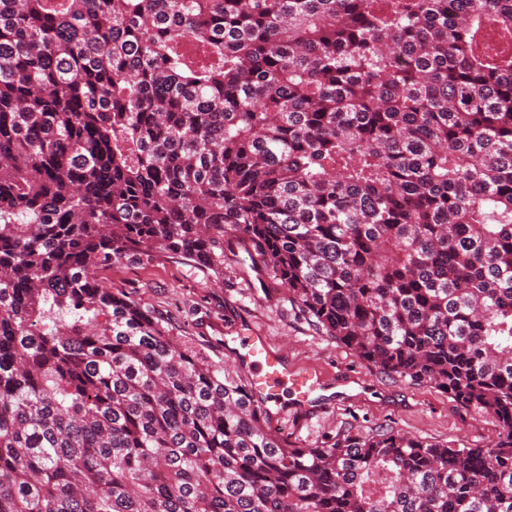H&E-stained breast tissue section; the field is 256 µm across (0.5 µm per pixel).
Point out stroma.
<instances>
[{
  "instance_id": "stroma-1",
  "label": "stroma",
  "mask_w": 512,
  "mask_h": 512,
  "mask_svg": "<svg viewBox=\"0 0 512 512\" xmlns=\"http://www.w3.org/2000/svg\"><path fill=\"white\" fill-rule=\"evenodd\" d=\"M244 245L224 237V276L215 279L188 261L149 252L126 261L106 277L112 287L162 316L174 335L223 356V339L237 323L248 322L295 364L324 371L336 385L333 405L289 440L312 446L344 425L360 431L393 429L454 448H484L497 436L493 418L460 407L429 384L393 380L334 339L322 336L288 301L268 271L244 267Z\"/></svg>"
}]
</instances>
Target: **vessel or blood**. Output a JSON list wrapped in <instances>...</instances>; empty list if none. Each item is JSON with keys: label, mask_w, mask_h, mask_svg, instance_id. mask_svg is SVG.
Instances as JSON below:
<instances>
[{"label": "vessel or blood", "mask_w": 512, "mask_h": 512, "mask_svg": "<svg viewBox=\"0 0 512 512\" xmlns=\"http://www.w3.org/2000/svg\"><path fill=\"white\" fill-rule=\"evenodd\" d=\"M224 351L272 419L290 418L300 423L307 420L315 395L326 382L321 373L289 363L266 336L249 324L225 338Z\"/></svg>", "instance_id": "b4317fda"}]
</instances>
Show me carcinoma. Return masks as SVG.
Returning <instances> with one entry per match:
<instances>
[{
    "label": "carcinoma",
    "instance_id": "1",
    "mask_svg": "<svg viewBox=\"0 0 512 512\" xmlns=\"http://www.w3.org/2000/svg\"><path fill=\"white\" fill-rule=\"evenodd\" d=\"M512 0H0V512H512ZM248 243L319 332L492 417L274 433L103 273Z\"/></svg>",
    "mask_w": 512,
    "mask_h": 512
}]
</instances>
